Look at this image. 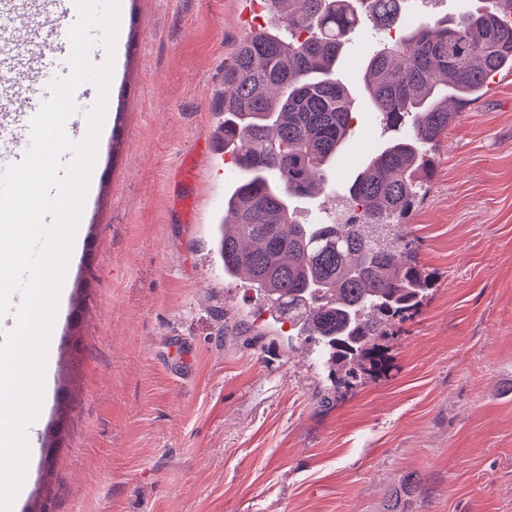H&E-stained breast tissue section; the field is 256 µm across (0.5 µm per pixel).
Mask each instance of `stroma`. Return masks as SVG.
<instances>
[{
  "label": "stroma",
  "instance_id": "obj_1",
  "mask_svg": "<svg viewBox=\"0 0 512 512\" xmlns=\"http://www.w3.org/2000/svg\"><path fill=\"white\" fill-rule=\"evenodd\" d=\"M99 140L14 512H512V73L462 112L405 220L436 275L386 345L388 370L337 391L290 325L216 251L238 169L219 148L224 64L275 21L250 0H120ZM484 0H406L405 22ZM369 22L340 78L356 121L333 185L297 204L343 219V188L393 130L363 97ZM257 335L238 333L239 319ZM419 473L421 492L405 490Z\"/></svg>",
  "mask_w": 512,
  "mask_h": 512
}]
</instances>
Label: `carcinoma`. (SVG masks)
Listing matches in <instances>:
<instances>
[{
    "instance_id": "1",
    "label": "carcinoma",
    "mask_w": 512,
    "mask_h": 512,
    "mask_svg": "<svg viewBox=\"0 0 512 512\" xmlns=\"http://www.w3.org/2000/svg\"><path fill=\"white\" fill-rule=\"evenodd\" d=\"M285 20L252 32L224 64V154L241 177L224 197V276L247 277L279 323L311 341L317 357L353 385L386 370L384 342L429 294L434 277L416 258L403 220L428 189L430 151L512 72V27L497 3L481 13L402 24L404 0H362L375 31L396 30L368 57L363 90L389 127L345 186L357 210L346 224H300L295 202L318 194L354 121L339 79L354 0H291ZM455 108H448V101Z\"/></svg>"
}]
</instances>
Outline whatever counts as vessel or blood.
<instances>
[{
    "instance_id": "b4317fda",
    "label": "vessel or blood",
    "mask_w": 512,
    "mask_h": 512,
    "mask_svg": "<svg viewBox=\"0 0 512 512\" xmlns=\"http://www.w3.org/2000/svg\"><path fill=\"white\" fill-rule=\"evenodd\" d=\"M66 0H0V45L11 44L15 55L0 56V74L9 82L0 88V124H23L36 114L41 103L26 96V89L38 85L45 70L44 56H69L71 44L63 24ZM48 21L49 44H36L25 34L38 17Z\"/></svg>"
}]
</instances>
